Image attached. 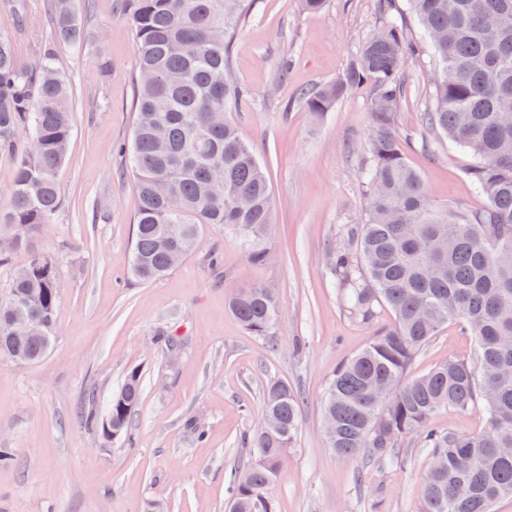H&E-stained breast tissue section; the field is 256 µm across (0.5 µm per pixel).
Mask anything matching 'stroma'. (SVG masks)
Returning <instances> with one entry per match:
<instances>
[{
    "mask_svg": "<svg viewBox=\"0 0 512 512\" xmlns=\"http://www.w3.org/2000/svg\"><path fill=\"white\" fill-rule=\"evenodd\" d=\"M375 0H329L317 13L301 0H257L232 49L233 73L248 94L234 119L241 138L267 167L276 201L268 257L247 260L233 237L202 227L190 255L149 284L129 273L137 181L116 145L134 125V37L117 0H72L93 49L58 47L69 83L73 135L58 181L63 205L36 236L54 256L62 296L55 338L38 362L0 354V512H226L225 478L243 460V439L259 422L263 389L273 379L301 391L305 405L294 446L273 486L277 512H415L424 449L380 472L368 452L343 460L329 448L320 405L338 366L369 342L370 327L345 314L327 271L339 226L362 214L358 159L369 130L366 93L357 89L322 118L296 105L304 87L336 79L377 24ZM289 55L286 81L277 62ZM431 55L411 61L400 131L413 135L409 164L439 206H483L466 170L470 156L422 123ZM430 150H422L421 140ZM220 251L222 263L206 258ZM276 289L281 315L273 343L249 334L225 302L239 289ZM306 347L296 350V339ZM473 339L445 324L419 352L421 375ZM142 397L132 442L89 426L105 417L131 371ZM204 430L195 441L189 421Z\"/></svg>",
    "mask_w": 512,
    "mask_h": 512,
    "instance_id": "obj_1",
    "label": "stroma"
}]
</instances>
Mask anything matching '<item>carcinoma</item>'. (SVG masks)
I'll use <instances>...</instances> for the list:
<instances>
[{
	"label": "carcinoma",
	"mask_w": 512,
	"mask_h": 512,
	"mask_svg": "<svg viewBox=\"0 0 512 512\" xmlns=\"http://www.w3.org/2000/svg\"><path fill=\"white\" fill-rule=\"evenodd\" d=\"M134 34L138 71L158 76L136 87L134 131L126 148L139 206L133 218L131 274L165 276L211 224L240 240L250 263L273 223L267 169L238 134L230 113L246 101L231 75L241 24L256 0H120ZM435 67L422 121L471 158L468 177L485 203L438 207L407 162L398 116L408 95L405 69L417 51L394 0H376L380 24L335 81L302 89L296 102L316 117L354 89L366 90L371 126L358 167L362 221L345 224L329 276L348 316L374 328L368 345L333 374L322 401L333 428L327 442L345 459L366 450L384 473L407 465L406 449L423 448L431 466L421 480L417 512H495L512 497V0H407ZM19 30L25 0H3ZM51 35L28 62L14 37L0 33V156L14 165L0 200V265L17 261L28 276L12 279L0 299V352L35 362L54 339L61 298L55 261L34 239L62 207L57 174L72 136L68 84L56 66L61 43L85 47L87 32L71 0H47ZM228 307L253 336L273 340L277 294L242 288ZM394 315L377 324L380 310ZM26 315L38 325L6 338L5 321ZM458 323L474 338L468 356L451 357L426 374L411 366L439 328ZM142 395L130 372L109 403L115 438L131 439ZM304 404L288 382L264 390L273 427L246 438L247 460L227 475L229 512H275L272 486L292 447ZM484 411V429L459 433L434 425L442 410Z\"/></svg>",
	"instance_id": "obj_1"
}]
</instances>
